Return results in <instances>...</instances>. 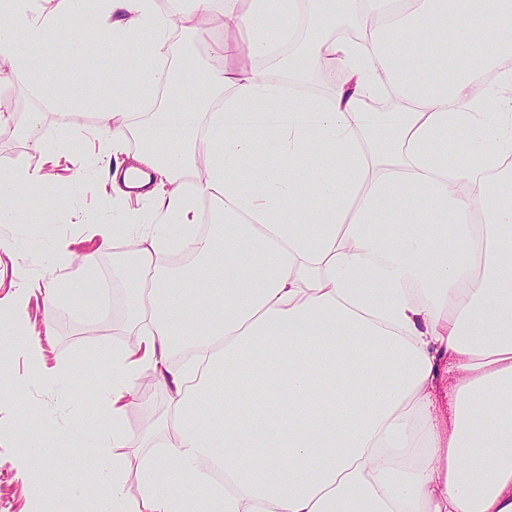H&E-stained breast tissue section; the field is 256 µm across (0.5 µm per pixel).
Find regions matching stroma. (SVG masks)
<instances>
[{
    "mask_svg": "<svg viewBox=\"0 0 512 512\" xmlns=\"http://www.w3.org/2000/svg\"><path fill=\"white\" fill-rule=\"evenodd\" d=\"M197 19L183 14L182 23L169 34L167 60L180 65L192 59L197 69L207 71L221 65L235 68L243 56L220 59L212 56L208 45L219 40L230 44L246 40V32L222 22L209 24L207 41L194 34ZM67 67L53 72L48 88L31 84L24 74L0 87V171L39 168L49 176L57 207L44 213L39 194L20 199L21 219L0 222V299L10 294L21 280H55L66 293L69 310L44 321L45 296L34 291L30 297L31 322L28 334L42 341L47 368H71L75 377L64 388L37 380L14 390L16 379L25 377L24 358L9 347H0V512H32L34 483L57 485L58 461L84 474L79 489L59 490L60 512H97L99 485L86 473L91 449L86 437L104 420L98 397L111 373V355L123 341L118 335L101 333L100 327L112 318V292L104 290L92 309H85L81 287L90 278L111 281L112 270L99 263L89 270L80 263L84 254L97 251L100 239L91 224L111 223L113 216L130 211L149 215V201L125 198L112 190L114 158L107 135L101 130L97 114L102 102L112 93V66L102 64L96 44H87L82 55L66 54L65 43H58ZM97 89L94 98H83L85 87ZM39 115L35 137H28L22 123L28 113ZM65 241L68 261L49 265L46 256L56 241ZM169 396L159 392L148 404L128 405L123 425L134 441L127 449L124 479L130 499H138L140 472L147 449L139 442L168 416ZM23 430L45 435V453L35 457L29 470H19L11 445Z\"/></svg>",
    "mask_w": 512,
    "mask_h": 512,
    "instance_id": "35a3bbf8",
    "label": "stroma"
}]
</instances>
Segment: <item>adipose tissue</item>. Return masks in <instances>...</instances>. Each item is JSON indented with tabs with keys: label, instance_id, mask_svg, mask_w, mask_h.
Wrapping results in <instances>:
<instances>
[{
	"label": "adipose tissue",
	"instance_id": "1",
	"mask_svg": "<svg viewBox=\"0 0 512 512\" xmlns=\"http://www.w3.org/2000/svg\"><path fill=\"white\" fill-rule=\"evenodd\" d=\"M193 0L222 6L251 37L240 54L262 69L199 78L162 64L169 16L155 0H102L126 24L99 28L101 48L150 31L138 69L147 89L179 78L187 110L145 113L119 86L100 125L119 152L140 141L151 170L141 198L162 215L143 229L98 225L113 256L134 344L112 353L102 391L106 425L90 437L99 512H512V0H480L454 35L448 0ZM59 0L33 18V0H0V58L28 69L20 45L82 32ZM375 17L357 39L329 36L337 17ZM346 74L330 96L297 94L308 74ZM467 131L452 151L451 130ZM221 204L213 234L196 201ZM195 263L164 270L159 254ZM193 316L180 310L184 294ZM455 375L447 423L433 415L441 367ZM164 389L171 434L130 500L121 428L127 399ZM224 383L225 410L203 394ZM481 466H474V459ZM175 470L163 481L161 470Z\"/></svg>",
	"mask_w": 512,
	"mask_h": 512
}]
</instances>
